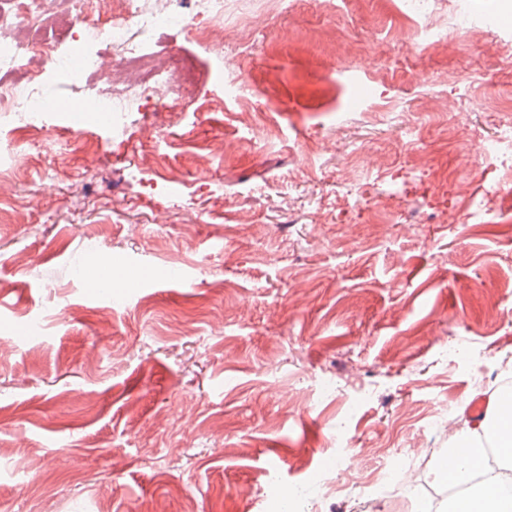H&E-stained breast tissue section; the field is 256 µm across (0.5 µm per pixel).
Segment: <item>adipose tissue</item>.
Here are the masks:
<instances>
[{"label":"adipose tissue","instance_id":"ef3b65f1","mask_svg":"<svg viewBox=\"0 0 512 512\" xmlns=\"http://www.w3.org/2000/svg\"><path fill=\"white\" fill-rule=\"evenodd\" d=\"M451 447L431 474L455 494L436 506L418 504L416 512H512V394L493 397L485 419L456 431Z\"/></svg>","mask_w":512,"mask_h":512}]
</instances>
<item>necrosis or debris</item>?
<instances>
[{"label": "necrosis or debris", "mask_w": 512, "mask_h": 512, "mask_svg": "<svg viewBox=\"0 0 512 512\" xmlns=\"http://www.w3.org/2000/svg\"><path fill=\"white\" fill-rule=\"evenodd\" d=\"M184 0H113L114 12L103 17L96 0H69L78 27L75 44L65 45L63 37L48 27L39 0H0V26L15 20L26 23L30 39L0 41V127L23 125L30 131L43 128L45 115L58 109L56 101L44 97L34 81L46 69L67 75L72 83L82 82L91 67L82 49L105 40L119 47V65L143 68L141 82L113 86L110 96L88 98L84 110L91 112L103 129L123 124L127 113L139 112L151 102L165 103L181 94L182 82L172 77L168 83L154 81L145 57L132 32L148 34L163 28L187 30L209 50L223 53V43L212 40L213 28L223 23L225 0H197V9L184 8Z\"/></svg>", "instance_id": "obj_1"}]
</instances>
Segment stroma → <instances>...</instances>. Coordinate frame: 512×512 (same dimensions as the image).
<instances>
[{
    "instance_id": "1",
    "label": "stroma",
    "mask_w": 512,
    "mask_h": 512,
    "mask_svg": "<svg viewBox=\"0 0 512 512\" xmlns=\"http://www.w3.org/2000/svg\"><path fill=\"white\" fill-rule=\"evenodd\" d=\"M289 7L216 60L187 31L143 37L161 75L203 76L129 141L72 106L106 89L53 76L67 146L0 133V512H413L444 497L448 441L432 406L469 421L512 371V179L474 132L507 121L512 21L469 0H424L441 21L414 43L393 0ZM378 194L366 208L362 184ZM407 198L404 222L394 202ZM111 287L75 279L90 258ZM419 437L422 484L366 504L316 499L310 475H368Z\"/></svg>"
}]
</instances>
